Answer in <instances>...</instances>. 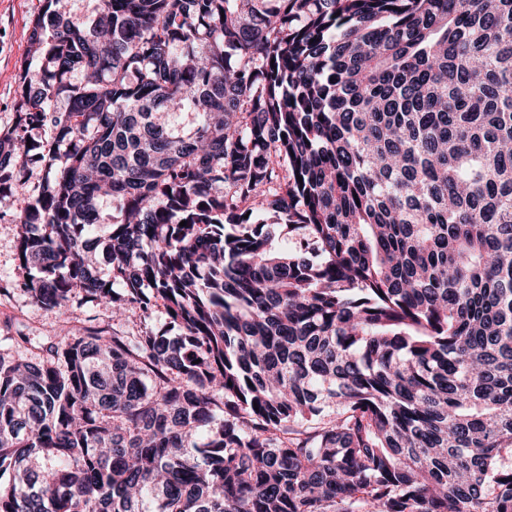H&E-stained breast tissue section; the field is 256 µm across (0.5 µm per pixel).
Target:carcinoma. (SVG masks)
Returning a JSON list of instances; mask_svg holds the SVG:
<instances>
[{
	"instance_id": "carcinoma-1",
	"label": "carcinoma",
	"mask_w": 512,
	"mask_h": 512,
	"mask_svg": "<svg viewBox=\"0 0 512 512\" xmlns=\"http://www.w3.org/2000/svg\"><path fill=\"white\" fill-rule=\"evenodd\" d=\"M28 41L17 288L141 321L5 337L0 512H512V0H44Z\"/></svg>"
}]
</instances>
